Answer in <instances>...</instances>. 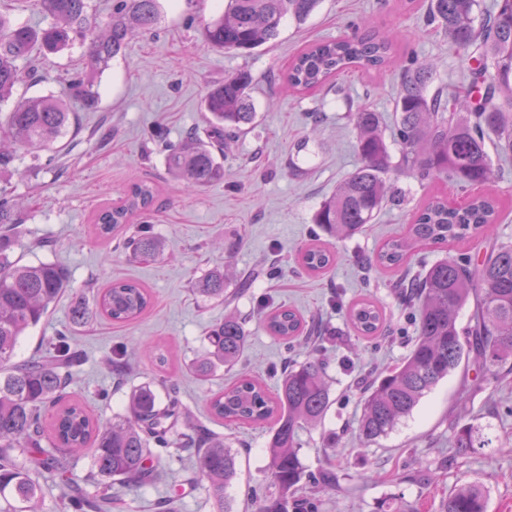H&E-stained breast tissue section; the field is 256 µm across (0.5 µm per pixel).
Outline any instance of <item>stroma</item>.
I'll return each mask as SVG.
<instances>
[{
    "instance_id": "stroma-1",
    "label": "stroma",
    "mask_w": 512,
    "mask_h": 512,
    "mask_svg": "<svg viewBox=\"0 0 512 512\" xmlns=\"http://www.w3.org/2000/svg\"><path fill=\"white\" fill-rule=\"evenodd\" d=\"M161 15L149 32L132 37L122 55L96 79L93 105L77 95L85 71V48L74 44L39 66L40 81L17 88L20 96L67 93L75 121L65 137L45 149L16 148L0 166V195L19 212L11 259L22 264L58 262L69 271L68 293L41 323L29 329L17 359L30 357L42 341L68 323L70 297L91 293L115 279L135 280L151 292L136 320L116 324L94 315L72 333L84 360L74 368L65 401H76L102 424L126 414L130 392L152 384L177 383L182 408L224 438L238 454V476L229 488L232 512H256L274 485L267 469L268 425L234 426L214 419L211 396L237 378L259 377L275 394L287 364L316 353L324 362L331 407L321 424L299 433V457L307 475L302 494L315 512H439L457 485L479 482L487 512H512V372L490 374L476 364L451 372L420 401L414 412L377 443L363 446L358 418L360 386L370 372L397 368L416 337L414 310L403 304L394 279L367 266L383 243L399 234L411 212L439 192L459 203L482 193L453 180L395 181L404 201L387 205L372 224L350 238L333 239L335 265L311 274L299 252L322 235L314 216L322 202L355 169L360 159L351 108L370 104L394 121L399 75L394 67L351 69L325 90L302 95L286 88L289 61L310 44L361 31L395 32L398 55L435 65L441 83L459 86L465 60L447 37L424 22L428 0H322L303 24L284 22L275 42L241 55L206 41L204 27L224 10V0H160ZM251 73L257 117L246 134L224 143V177L190 192L167 173L166 144L188 132H205L203 109L209 89L240 71ZM491 187L501 202L497 224L461 245L472 255L512 244V156L493 160ZM155 183L149 212L129 225L165 244L154 260L132 258L119 241L99 240L89 219L97 208L119 201L136 182ZM220 268L224 296L204 301L193 293L196 280ZM257 279L248 289L246 274ZM370 297L386 311L387 323L371 338L350 324L351 305ZM279 306L296 309L305 321L322 324L325 335L286 343L262 329L259 318ZM237 314L246 321L247 347L239 361L209 381L188 372L201 355L206 330ZM153 344L166 357L158 365L142 347ZM123 355L115 373L106 354ZM481 429L485 447L464 456L453 448L462 425ZM159 479L143 487L113 484L115 512H156L155 503L181 488L190 475L187 453L158 449ZM335 487L322 485L325 472Z\"/></svg>"
}]
</instances>
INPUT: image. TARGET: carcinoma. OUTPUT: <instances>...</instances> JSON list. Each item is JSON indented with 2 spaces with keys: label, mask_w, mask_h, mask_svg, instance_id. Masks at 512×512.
Here are the masks:
<instances>
[{
  "label": "carcinoma",
  "mask_w": 512,
  "mask_h": 512,
  "mask_svg": "<svg viewBox=\"0 0 512 512\" xmlns=\"http://www.w3.org/2000/svg\"><path fill=\"white\" fill-rule=\"evenodd\" d=\"M51 18L34 28L0 13V105L16 87L32 79L20 62L40 50L59 53L74 42L86 45L89 74L82 95L95 99L94 79L122 54L130 37L157 24L159 0H113L112 14L104 24L88 13V0H38ZM321 0H228L224 13L206 29L207 39L227 51L249 54L276 39L283 21L305 22ZM478 0H430L426 23L441 30L448 42L468 61L464 92L434 86L433 64L415 56L394 55L397 37L392 33L353 34L308 46L288 66V83L297 90L324 87L351 69L381 70L400 67L394 108L395 136L400 145L392 161L381 113L362 105L351 111L361 163L326 199L315 221L327 234L353 236L373 222L396 197L390 174H409L420 181L455 178L463 185L491 182L492 158L488 147L512 154V0L476 19ZM251 74L242 71L215 85L205 97L209 112L207 138L188 133L166 149L168 174L189 189H201L224 177L217 151L224 133H239L252 124L256 112L250 99ZM74 121L65 97L48 93L18 100L6 114L11 142L28 147L51 145L63 138ZM155 197L152 183L133 184L124 199L97 213V235L110 240L138 213L150 209ZM498 202L489 194L471 197L464 207L434 197L413 213L410 224L389 238L370 259L380 272L400 270L418 247L469 240L497 223ZM15 213L0 198V495L24 504L21 512H42L40 486L34 472L47 475L60 489L57 512H112V483L142 487L156 478L150 445L190 452L195 474L215 512H224V490L236 476V456L224 446V437L200 422L185 421L179 400L168 396L161 403L149 386L134 389L129 409L101 425L78 403L63 404L72 368L82 353L71 348L60 331L46 348L28 359L13 361L25 332L45 317L68 287L67 269L54 262L18 265L8 259ZM134 257H151L164 244L146 230L123 241ZM327 247L313 245L301 255L302 266L323 272L335 263ZM415 310L417 336L399 368L375 379L366 390L358 432L371 445L387 436L410 415L423 396L440 380L469 361L489 370L504 368L512 360V245H500L483 257H450L437 261L416 278L395 284ZM199 297L224 298V272L213 270L195 282ZM473 303L470 326L457 325L458 311ZM150 305L142 284L115 281L98 289L92 298L75 296L69 305V324L80 326L92 313L115 323L138 318ZM355 330L374 336L386 323L384 310L362 300L349 314ZM265 328L288 341L304 331V319L288 308H278L263 319ZM207 348L194 359L189 371L208 380L219 368L234 365L243 353L248 335L235 315L206 334ZM330 405V390L315 357L288 367L275 397L256 380L240 378L224 386L209 401L212 416L230 424L273 422L268 446V470L276 494L266 497L258 512H313L302 488L305 470L298 453L299 431L322 422ZM56 408L46 423V407ZM478 441L470 425L455 435L460 455ZM90 458L84 482L74 469L81 455ZM439 512H486L482 486L465 483L444 499Z\"/></svg>",
  "instance_id": "cac0c4a2"
}]
</instances>
